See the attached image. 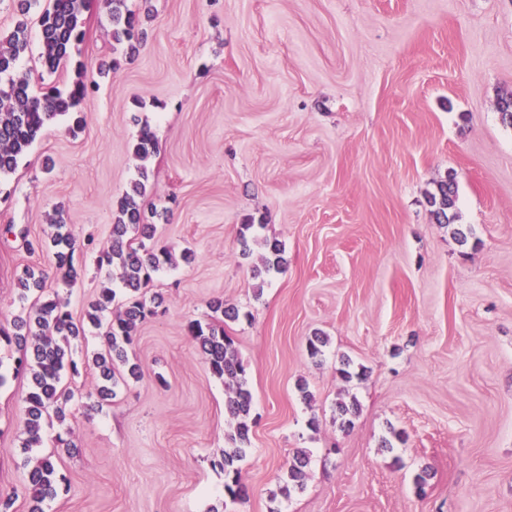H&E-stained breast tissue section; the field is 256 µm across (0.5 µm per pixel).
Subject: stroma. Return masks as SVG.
Segmentation results:
<instances>
[{"label": "stroma", "mask_w": 512, "mask_h": 512, "mask_svg": "<svg viewBox=\"0 0 512 512\" xmlns=\"http://www.w3.org/2000/svg\"><path fill=\"white\" fill-rule=\"evenodd\" d=\"M47 5L29 13L21 66L37 91L87 83L85 124H47L0 180V323L21 312L27 265L83 318L109 275L97 257L142 125L158 140L148 202L169 211L158 243L195 258L148 286L165 301L129 348L141 379L99 412L94 368L72 382L70 449L53 424L23 453L28 379L0 345V489L13 512L31 506L26 456L51 452L59 481L43 512H512V126L499 112L512 0H127L143 40L102 80V0L51 75L39 63ZM447 179L449 226L429 203ZM59 205L77 237L71 289L51 253L27 247L50 239ZM273 241L284 269L255 276ZM216 297L239 311L224 329L253 396L236 503L218 465L224 384L188 333ZM317 334L328 343L313 358ZM346 360L363 378H341ZM350 400L359 412L344 428L336 405ZM299 450L309 478L285 499L278 478Z\"/></svg>", "instance_id": "1"}]
</instances>
